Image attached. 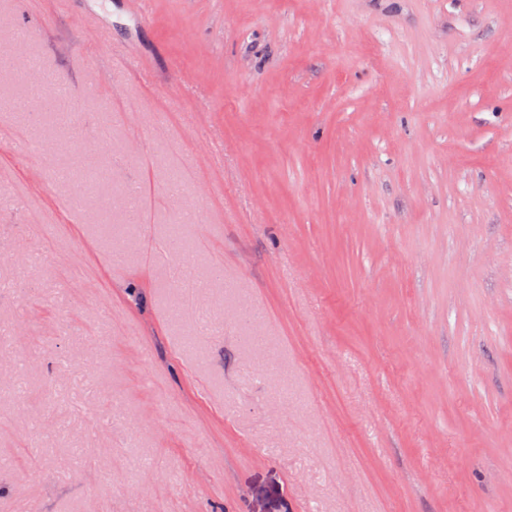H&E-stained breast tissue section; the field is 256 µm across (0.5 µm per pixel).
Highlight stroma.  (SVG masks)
I'll return each instance as SVG.
<instances>
[{
  "label": "stroma",
  "instance_id": "1",
  "mask_svg": "<svg viewBox=\"0 0 512 512\" xmlns=\"http://www.w3.org/2000/svg\"><path fill=\"white\" fill-rule=\"evenodd\" d=\"M138 10L0 0V512H512V0Z\"/></svg>",
  "mask_w": 512,
  "mask_h": 512
}]
</instances>
